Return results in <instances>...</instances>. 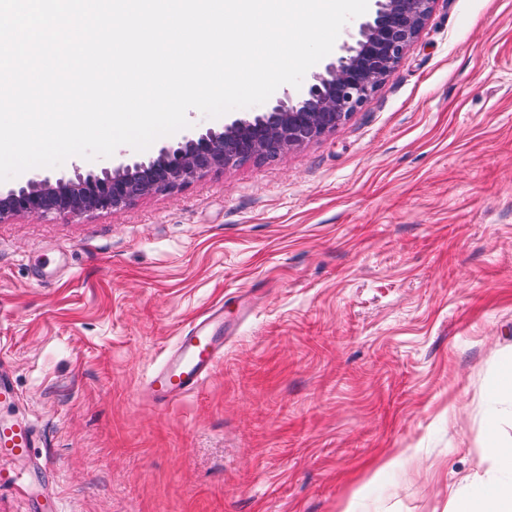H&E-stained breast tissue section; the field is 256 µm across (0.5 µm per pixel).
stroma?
Instances as JSON below:
<instances>
[{
  "label": "stroma",
  "instance_id": "35a3bbf8",
  "mask_svg": "<svg viewBox=\"0 0 512 512\" xmlns=\"http://www.w3.org/2000/svg\"><path fill=\"white\" fill-rule=\"evenodd\" d=\"M219 301L223 363L154 407L145 379ZM511 361L512 0H436L330 134L0 223V420L40 433L0 460V512H448L500 477Z\"/></svg>",
  "mask_w": 512,
  "mask_h": 512
}]
</instances>
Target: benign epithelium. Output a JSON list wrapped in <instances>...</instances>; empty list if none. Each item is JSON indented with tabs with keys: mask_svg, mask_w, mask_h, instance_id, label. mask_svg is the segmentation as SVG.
Segmentation results:
<instances>
[{
	"mask_svg": "<svg viewBox=\"0 0 512 512\" xmlns=\"http://www.w3.org/2000/svg\"><path fill=\"white\" fill-rule=\"evenodd\" d=\"M435 0H375L373 14L298 88L267 108L233 115L224 126L190 131L148 160L124 156L98 171L28 178L0 190V222L17 215L114 212L155 192L179 189L242 159L274 161L336 129L364 106L417 39Z\"/></svg>",
	"mask_w": 512,
	"mask_h": 512,
	"instance_id": "obj_1",
	"label": "benign epithelium"
}]
</instances>
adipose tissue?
Listing matches in <instances>:
<instances>
[{
  "mask_svg": "<svg viewBox=\"0 0 512 512\" xmlns=\"http://www.w3.org/2000/svg\"><path fill=\"white\" fill-rule=\"evenodd\" d=\"M486 452L503 478L499 481H479L466 497L451 496L448 512H512V438H502L498 432V417L488 418Z\"/></svg>",
  "mask_w": 512,
  "mask_h": 512,
  "instance_id": "adipose-tissue-1",
  "label": "adipose tissue"
}]
</instances>
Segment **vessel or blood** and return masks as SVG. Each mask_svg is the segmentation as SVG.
Listing matches in <instances>:
<instances>
[{
	"label": "vessel or blood",
	"mask_w": 512,
	"mask_h": 512,
	"mask_svg": "<svg viewBox=\"0 0 512 512\" xmlns=\"http://www.w3.org/2000/svg\"><path fill=\"white\" fill-rule=\"evenodd\" d=\"M224 307L216 304L178 334L162 363L148 377L145 390L160 408L198 391L224 360ZM39 437L29 422L0 423V457H29Z\"/></svg>",
	"instance_id": "vessel-or-blood-1"
}]
</instances>
